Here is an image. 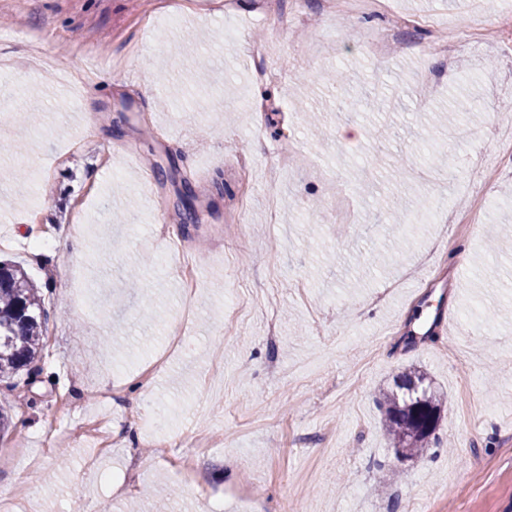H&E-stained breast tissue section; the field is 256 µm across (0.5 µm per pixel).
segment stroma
Instances as JSON below:
<instances>
[{
    "instance_id": "obj_1",
    "label": "stroma",
    "mask_w": 512,
    "mask_h": 512,
    "mask_svg": "<svg viewBox=\"0 0 512 512\" xmlns=\"http://www.w3.org/2000/svg\"><path fill=\"white\" fill-rule=\"evenodd\" d=\"M164 2L0 0V258L47 313L34 371L0 382V512H512V252L488 247L512 234V0ZM86 75L108 79L92 117ZM462 99L470 138L440 121ZM406 372L442 420L400 462L381 401Z\"/></svg>"
}]
</instances>
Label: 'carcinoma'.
<instances>
[{
	"label": "carcinoma",
	"instance_id": "1",
	"mask_svg": "<svg viewBox=\"0 0 512 512\" xmlns=\"http://www.w3.org/2000/svg\"><path fill=\"white\" fill-rule=\"evenodd\" d=\"M46 311L42 292L15 264L0 261V380L7 381L31 365L43 347ZM425 378L410 374L397 391L383 394L385 430L402 459L419 454L436 428L425 429L429 415L441 405Z\"/></svg>",
	"mask_w": 512,
	"mask_h": 512
}]
</instances>
